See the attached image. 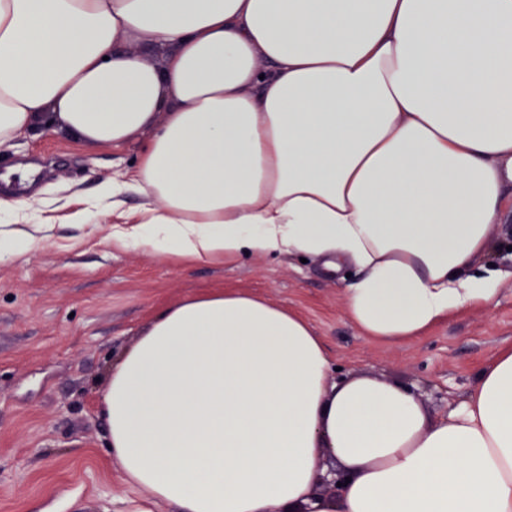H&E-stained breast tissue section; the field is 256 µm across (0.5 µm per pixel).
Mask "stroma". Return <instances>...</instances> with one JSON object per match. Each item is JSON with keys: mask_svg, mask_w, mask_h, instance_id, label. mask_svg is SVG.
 Listing matches in <instances>:
<instances>
[{"mask_svg": "<svg viewBox=\"0 0 512 512\" xmlns=\"http://www.w3.org/2000/svg\"><path fill=\"white\" fill-rule=\"evenodd\" d=\"M138 143L95 146L59 130L0 146V188L25 200L46 229L28 252L0 261V512H121L138 497L112 467L100 402L113 363L154 313L189 294L238 290L299 314L343 377L370 373L412 388L449 413L479 369L512 343V279L492 310L475 308L405 344L363 336L345 312L346 275L311 258L248 256L186 266L146 249L111 246L112 217L67 215L119 178ZM490 255L512 270V215L491 227Z\"/></svg>", "mask_w": 512, "mask_h": 512, "instance_id": "stroma-1", "label": "stroma"}]
</instances>
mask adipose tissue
<instances>
[{"label":"adipose tissue","mask_w":512,"mask_h":512,"mask_svg":"<svg viewBox=\"0 0 512 512\" xmlns=\"http://www.w3.org/2000/svg\"><path fill=\"white\" fill-rule=\"evenodd\" d=\"M50 125L143 138L98 189L113 246L354 268L346 314L379 342L497 303V269H469L512 212V0H0V145ZM29 221L0 194V260L36 246ZM333 369L254 294L162 306L102 397L147 492L126 512H512V344L438 418ZM330 463L349 482L326 497Z\"/></svg>","instance_id":"1"}]
</instances>
